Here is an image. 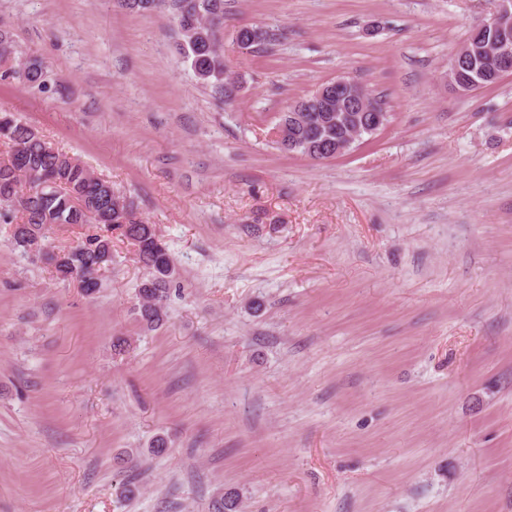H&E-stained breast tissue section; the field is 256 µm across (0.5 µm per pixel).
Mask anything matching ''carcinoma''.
Here are the masks:
<instances>
[{
	"instance_id": "obj_1",
	"label": "carcinoma",
	"mask_w": 512,
	"mask_h": 512,
	"mask_svg": "<svg viewBox=\"0 0 512 512\" xmlns=\"http://www.w3.org/2000/svg\"><path fill=\"white\" fill-rule=\"evenodd\" d=\"M182 49L203 83L218 91L236 87L229 76L218 31L224 20V0H172ZM274 36L251 24L235 32L238 47L249 52L268 49ZM14 56L15 65L0 75L46 88L43 65L36 59L14 55L10 38L0 31V53ZM459 83L477 91L499 82L493 77L488 57L457 59ZM370 114L358 122L336 124V109L324 111L310 93L289 104L277 124V143L284 149L313 160H323L335 151L336 142L373 135ZM0 143L9 148L0 157V223L13 225L15 247L52 268L62 280H76L91 295L100 287L98 273L112 264V236L117 232L134 239L138 261L149 270L137 291L138 312L149 327L164 321V303L175 276L167 247L155 225L138 217L133 204L112 191V182L93 174L78 159L56 150L32 127L10 119L0 131ZM54 224L102 226L108 234L87 233L75 245L54 250L46 246L48 227Z\"/></svg>"
}]
</instances>
